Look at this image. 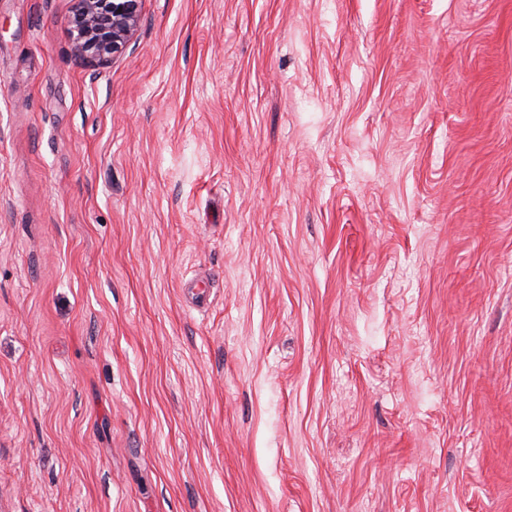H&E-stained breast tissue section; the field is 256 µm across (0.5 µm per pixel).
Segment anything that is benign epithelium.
Masks as SVG:
<instances>
[{"label": "benign epithelium", "mask_w": 512, "mask_h": 512, "mask_svg": "<svg viewBox=\"0 0 512 512\" xmlns=\"http://www.w3.org/2000/svg\"><path fill=\"white\" fill-rule=\"evenodd\" d=\"M74 50L82 59L107 61L123 52L140 18L142 0H75Z\"/></svg>", "instance_id": "benign-epithelium-1"}]
</instances>
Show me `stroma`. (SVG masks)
Segmentation results:
<instances>
[{
  "instance_id": "35a3bbf8",
  "label": "stroma",
  "mask_w": 512,
  "mask_h": 512,
  "mask_svg": "<svg viewBox=\"0 0 512 512\" xmlns=\"http://www.w3.org/2000/svg\"><path fill=\"white\" fill-rule=\"evenodd\" d=\"M72 7L0 0V512H512V0ZM74 1L72 38L76 55L104 62L121 54L137 29L143 1Z\"/></svg>"
}]
</instances>
